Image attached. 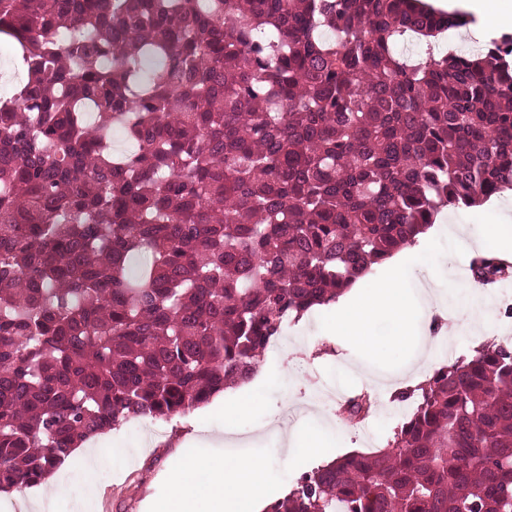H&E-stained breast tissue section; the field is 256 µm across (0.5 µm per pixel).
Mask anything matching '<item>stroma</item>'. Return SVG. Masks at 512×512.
<instances>
[{
	"instance_id": "1",
	"label": "stroma",
	"mask_w": 512,
	"mask_h": 512,
	"mask_svg": "<svg viewBox=\"0 0 512 512\" xmlns=\"http://www.w3.org/2000/svg\"><path fill=\"white\" fill-rule=\"evenodd\" d=\"M469 260L468 251L449 246L447 235L439 234L430 238L426 253L413 262L409 279L421 280L428 266L438 264L444 284L461 288L471 281ZM479 314V320L458 325L455 334L435 344L431 369L448 364L450 358L469 355L481 345L512 338V318L492 317L485 307ZM335 315L336 308L330 305L312 310L301 321L288 322L283 336L261 357L256 377L244 386L245 395L258 404L252 415L225 423L222 402L212 400L168 421L130 420L96 443L93 456H74L59 468L47 512H146L148 505H165L169 461L201 451L205 441L213 438L251 449L273 485L288 492L314 466L293 461L280 437L261 432V424L271 417L286 420L293 432L306 428L311 418H325L349 451L386 447L415 407L414 401L397 398L408 383L406 353L391 348L380 366L360 351L336 346L321 334ZM284 369L289 372L285 379L280 376ZM365 389L378 397L374 414L359 424L340 419L335 413L338 403Z\"/></svg>"
}]
</instances>
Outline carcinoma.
<instances>
[{
	"mask_svg": "<svg viewBox=\"0 0 512 512\" xmlns=\"http://www.w3.org/2000/svg\"><path fill=\"white\" fill-rule=\"evenodd\" d=\"M469 23L423 0H0L27 73L0 95V490L250 381L288 321L512 191V36L440 48ZM416 392L388 447L266 512H512V344Z\"/></svg>",
	"mask_w": 512,
	"mask_h": 512,
	"instance_id": "cac0c4a2",
	"label": "carcinoma"
}]
</instances>
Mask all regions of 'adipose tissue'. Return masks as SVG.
Returning <instances> with one entry per match:
<instances>
[{"label":"adipose tissue","mask_w":512,"mask_h":512,"mask_svg":"<svg viewBox=\"0 0 512 512\" xmlns=\"http://www.w3.org/2000/svg\"><path fill=\"white\" fill-rule=\"evenodd\" d=\"M417 256L412 250L388 258L384 279L365 296L348 288L337 300L335 322L337 339L364 343L372 349L378 344L372 332L376 320L391 315L399 328V341L417 351L411 366L415 372L428 365L431 338L417 327L414 317L436 312L432 290L416 291L407 299L401 296L406 267ZM167 477L170 493L165 512H191L190 500L198 496L210 500L211 512H259L271 503L272 487L260 462L243 453L228 450L217 456L206 451L191 459L178 458Z\"/></svg>","instance_id":"ef3b65f1"}]
</instances>
